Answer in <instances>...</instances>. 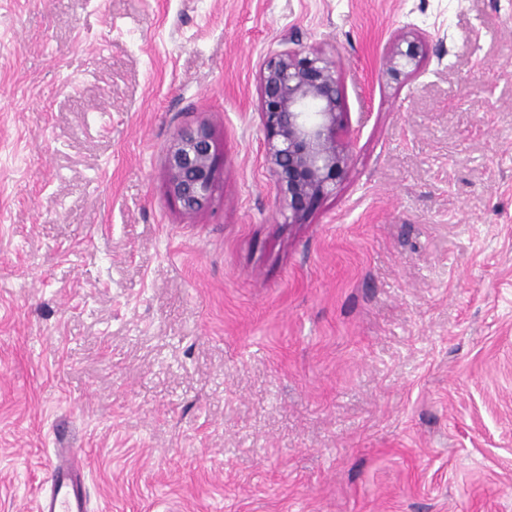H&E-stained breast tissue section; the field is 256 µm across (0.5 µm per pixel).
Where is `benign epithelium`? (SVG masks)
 <instances>
[{
	"label": "benign epithelium",
	"mask_w": 512,
	"mask_h": 512,
	"mask_svg": "<svg viewBox=\"0 0 512 512\" xmlns=\"http://www.w3.org/2000/svg\"><path fill=\"white\" fill-rule=\"evenodd\" d=\"M396 46L391 71L418 68L420 38ZM259 118L265 162L275 176L279 200L298 222L336 189L350 162L342 135L348 132L345 90L333 63L303 48L287 47L263 62L259 77ZM169 187L183 210L194 213L211 200L216 152L208 126L179 129L170 147Z\"/></svg>",
	"instance_id": "benign-epithelium-1"
}]
</instances>
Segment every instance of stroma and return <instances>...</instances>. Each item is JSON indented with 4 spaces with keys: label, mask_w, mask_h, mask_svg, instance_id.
<instances>
[{
    "label": "stroma",
    "mask_w": 512,
    "mask_h": 512,
    "mask_svg": "<svg viewBox=\"0 0 512 512\" xmlns=\"http://www.w3.org/2000/svg\"><path fill=\"white\" fill-rule=\"evenodd\" d=\"M288 45L353 129L300 224L258 117ZM59 448L90 512H512V0H0V512ZM407 44L406 50L401 48V43ZM424 51V42L420 38H413L412 40L403 37L397 44L391 57V71L398 75L401 73V68L410 67L416 70L419 66ZM169 187L183 210L194 213L211 200L216 179V152L208 126L180 128L170 147Z\"/></svg>",
    "instance_id": "35a3bbf8"
}]
</instances>
